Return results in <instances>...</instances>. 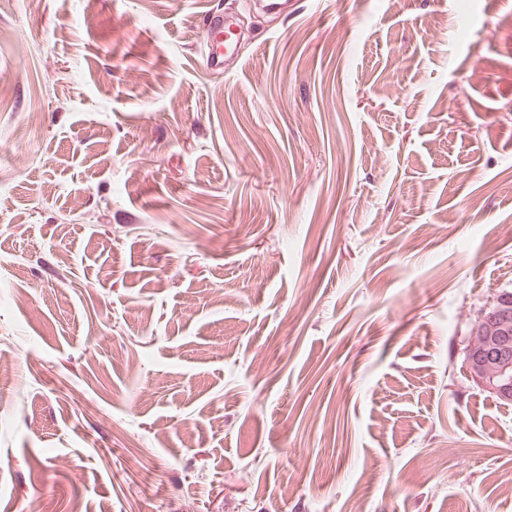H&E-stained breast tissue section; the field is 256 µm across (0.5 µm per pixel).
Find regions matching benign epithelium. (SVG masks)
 I'll list each match as a JSON object with an SVG mask.
<instances>
[{
  "instance_id": "1",
  "label": "benign epithelium",
  "mask_w": 512,
  "mask_h": 512,
  "mask_svg": "<svg viewBox=\"0 0 512 512\" xmlns=\"http://www.w3.org/2000/svg\"><path fill=\"white\" fill-rule=\"evenodd\" d=\"M512 307V296L497 295L485 317L487 333L470 338L464 367L467 375L498 400L512 404V335L496 332L498 315Z\"/></svg>"
}]
</instances>
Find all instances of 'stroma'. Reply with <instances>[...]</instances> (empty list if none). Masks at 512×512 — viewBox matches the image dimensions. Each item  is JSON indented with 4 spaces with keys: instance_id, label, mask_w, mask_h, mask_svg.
I'll return each instance as SVG.
<instances>
[{
    "instance_id": "35a3bbf8",
    "label": "stroma",
    "mask_w": 512,
    "mask_h": 512,
    "mask_svg": "<svg viewBox=\"0 0 512 512\" xmlns=\"http://www.w3.org/2000/svg\"><path fill=\"white\" fill-rule=\"evenodd\" d=\"M0 77V512H512V0H0ZM209 41L207 44V60L215 67H222L224 59L234 54L238 35L231 28L228 20L224 23V16L214 15L205 23ZM225 34V39H224ZM511 294L512 292H508ZM508 294L497 295L485 317V327L470 338L464 367L467 375L480 387L499 401L512 404V336L510 333H495V321L499 314L512 307ZM487 310V311H488ZM488 336H484V331Z\"/></svg>"
}]
</instances>
